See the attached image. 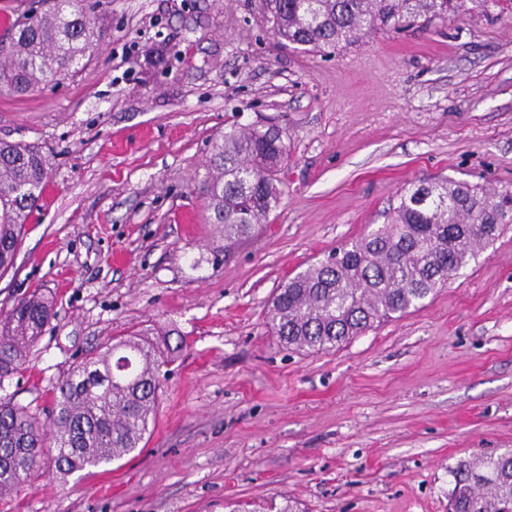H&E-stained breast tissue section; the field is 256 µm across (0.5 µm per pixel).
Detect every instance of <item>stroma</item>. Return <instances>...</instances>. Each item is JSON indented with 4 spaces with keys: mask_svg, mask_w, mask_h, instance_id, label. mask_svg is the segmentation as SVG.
Returning <instances> with one entry per match:
<instances>
[{
    "mask_svg": "<svg viewBox=\"0 0 512 512\" xmlns=\"http://www.w3.org/2000/svg\"><path fill=\"white\" fill-rule=\"evenodd\" d=\"M105 34L77 73L0 95V141L49 168L0 312L54 316L0 393L39 414L73 363L133 329L187 349L130 455L44 478L0 512H448L449 474L512 450V224L410 313L330 351L278 346L276 288L387 222L412 185L512 192V11L278 44L258 0H84ZM278 126L282 194L223 263L198 191L213 142Z\"/></svg>",
    "mask_w": 512,
    "mask_h": 512,
    "instance_id": "1",
    "label": "stroma"
}]
</instances>
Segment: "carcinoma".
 <instances>
[{"label":"carcinoma","mask_w":512,"mask_h":512,"mask_svg":"<svg viewBox=\"0 0 512 512\" xmlns=\"http://www.w3.org/2000/svg\"><path fill=\"white\" fill-rule=\"evenodd\" d=\"M499 0H259L283 45L326 52L365 32L419 17L445 19ZM0 45V92L25 94L77 72L104 30L80 0H46ZM288 157L283 138L232 128L213 146L200 182L204 206L228 253L253 236L281 195ZM48 168L38 148L0 142V272L13 266L26 223L42 198ZM512 223V193L448 179L405 191L388 223L288 279L273 294L267 324L284 347L330 351L374 325L404 315L494 241L486 224ZM52 301L35 292L0 314V381L25 369L49 322ZM132 330L69 369L54 388L47 433L27 408L0 397V498L42 477H65L118 460L139 447L155 422L170 349ZM451 512H512V450L461 460L450 470Z\"/></svg>","instance_id":"cac0c4a2"}]
</instances>
